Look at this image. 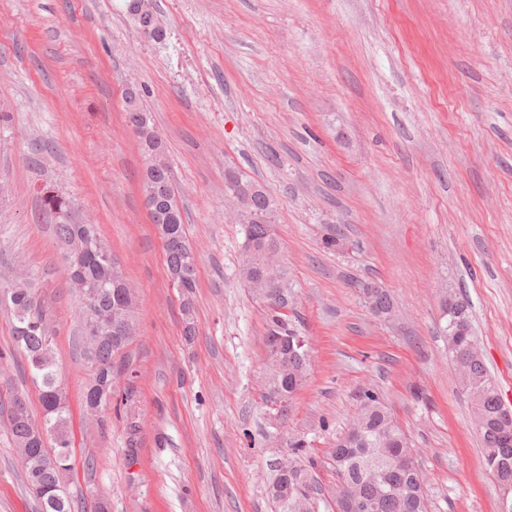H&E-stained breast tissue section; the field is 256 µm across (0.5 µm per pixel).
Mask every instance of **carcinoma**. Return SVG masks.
Masks as SVG:
<instances>
[{
	"label": "carcinoma",
	"instance_id": "obj_1",
	"mask_svg": "<svg viewBox=\"0 0 512 512\" xmlns=\"http://www.w3.org/2000/svg\"><path fill=\"white\" fill-rule=\"evenodd\" d=\"M133 105L127 109L128 123L133 130L142 124L154 128L150 112L143 108L142 91L131 87ZM142 180L157 185L174 182L170 162L152 171H143ZM46 208L58 215L54 225L56 237L74 248L81 255L83 274L94 293L96 304L115 313L118 318H134L135 294H123L111 282L109 262L116 259L102 242L96 226L74 224L63 218L72 202L58 194H48ZM171 203L177 219H172L164 207L153 211L151 219L165 243L169 273L179 275L185 290L186 302L181 311L184 319V336L190 341L196 334L194 325V298L197 288L195 252L187 237L186 225L177 195ZM275 204L265 190L254 197L253 216L245 224V239L240 265L257 264V252L265 247L281 246L274 230ZM282 287L272 297H261L266 313V345L272 346L279 339L297 337L288 316L279 313L276 305L291 297L290 274L283 270ZM15 320L14 333L17 349L22 356L25 370L37 383L40 403L46 410L44 422L14 415V401H9L7 430L12 444L21 459L24 485L37 501L39 512H75V501L67 492L64 477L72 466V443L69 430L70 416L66 404L54 399L53 390L59 381L55 363V342L46 341L49 324L50 302L41 295L37 279L26 281L13 289L6 298ZM442 327L448 341V353L460 373V383L467 394L472 413L485 419L479 431L483 442L484 462L495 476L503 498L512 496V411L504 407L497 386L491 378L484 360L467 357L464 349L475 339L469 304L458 302L443 308ZM134 336H122L117 341L102 343L94 360L87 361L90 381L106 385L101 405L109 403L115 382L120 376L115 358L133 341ZM281 359L266 369L264 379L265 401L280 400L277 413L281 421L288 415L296 392L307 381L311 368V354L304 347L296 353L283 351ZM354 421L361 425L360 435L350 439L342 435L336 439L335 453L329 465L345 485L344 499L334 505L335 512H428V495L424 486L414 481V471L419 468L410 437L380 397L366 390L360 399V408ZM307 445L300 437L288 439V496L298 501L299 512H319L322 499L315 497L321 482L318 477L319 462L307 455Z\"/></svg>",
	"mask_w": 512,
	"mask_h": 512
}]
</instances>
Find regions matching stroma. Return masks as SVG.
Returning <instances> with one entry per match:
<instances>
[{"label": "stroma", "instance_id": "35a3bbf8", "mask_svg": "<svg viewBox=\"0 0 512 512\" xmlns=\"http://www.w3.org/2000/svg\"><path fill=\"white\" fill-rule=\"evenodd\" d=\"M141 37L124 0H0V274L51 299L85 512H280L267 481L301 435L323 459L360 395L378 393L418 448L430 512H503L448 344L440 299L470 305L512 407V0H153ZM144 89L197 260V337L140 190L123 92ZM260 183L312 367L287 423L262 393L265 312L239 275L228 174ZM98 227L137 294L138 336L101 422L86 420L81 305L44 196ZM348 240L324 249L329 227ZM393 301L375 315L361 288ZM0 305V417L40 411ZM0 512H36L0 425Z\"/></svg>", "mask_w": 512, "mask_h": 512}]
</instances>
